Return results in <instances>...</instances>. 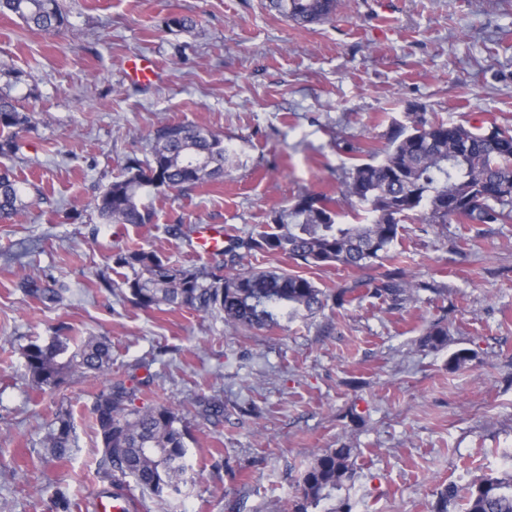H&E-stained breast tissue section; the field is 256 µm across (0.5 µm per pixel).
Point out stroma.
<instances>
[{"instance_id": "1", "label": "stroma", "mask_w": 512, "mask_h": 512, "mask_svg": "<svg viewBox=\"0 0 512 512\" xmlns=\"http://www.w3.org/2000/svg\"><path fill=\"white\" fill-rule=\"evenodd\" d=\"M61 2L57 35L0 16V88L32 118L4 160L28 189L0 223V512H57L59 487L71 512H94L89 407L103 379L70 374L44 393L24 375L22 347L61 327L111 341L135 406L183 408L188 484L163 502L131 488L141 512H285L314 453L344 444L356 474L324 512H431L437 489L511 468L512 223H452L442 236L403 224L393 250L430 290L397 307L364 295L273 329L144 310L99 277L125 246L201 265L196 225L244 237L301 195L339 197L352 149L385 148L405 113L512 127V0H339L333 19L306 27L267 0ZM173 16L194 24L168 29ZM138 54L155 61L151 84L126 77ZM11 69L24 83L8 87ZM162 119L223 135L235 164L184 192L145 189L152 223H102L95 197L127 158L149 159ZM22 272L69 289L41 302ZM436 322L448 342L432 350L421 340ZM460 350L472 359L457 367ZM201 393L223 398L222 424L196 415ZM61 408L78 438L64 461L40 444Z\"/></svg>"}]
</instances>
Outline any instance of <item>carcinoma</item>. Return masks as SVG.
Here are the masks:
<instances>
[{
    "mask_svg": "<svg viewBox=\"0 0 512 512\" xmlns=\"http://www.w3.org/2000/svg\"><path fill=\"white\" fill-rule=\"evenodd\" d=\"M337 0H269V7L299 25L328 21ZM12 14L30 29L57 34L67 16L60 0H0V15ZM31 117L13 98L0 93V154L21 149ZM465 127L408 112L392 121L388 144L381 153L345 170L342 197L308 193L288 209L273 212L271 223L245 237L228 241L213 265H178L152 249L127 247L112 256L128 270L121 284L103 279V287L126 290L140 308L186 307L224 314L231 328L264 329L282 321L321 311L328 300L341 307L356 299L361 288L392 306L411 299L420 283L409 281L402 256L389 255L401 224L416 219L436 227L460 224L512 223V130L491 123ZM151 158L126 160L122 172L96 199L95 210L107 224H150L153 211L142 202L145 188L187 190L224 176L233 155L224 138L206 128L161 120L150 134ZM24 188L8 167L0 168V221L8 222L26 207ZM367 213L364 224L338 222L343 205ZM282 253L296 265H330L368 269L386 257L394 268L379 278L368 277L328 294L316 283L286 270L242 271L241 259L253 253ZM19 286L41 301L56 303L66 285L41 288L27 277ZM448 329L432 325L423 346L438 349ZM25 377L40 391L59 387L68 374L105 380L92 399L89 414L98 458L96 474L107 492L128 491L126 478L142 494L162 500L181 492L186 483L188 446L179 427L181 409L172 404L129 408L136 389L112 380V344L101 336H69L60 332L47 343L31 342L21 352ZM197 416L212 424L224 421V400L201 394L194 400ZM46 454L66 459L75 446L72 413L58 410L42 440ZM353 449L325 448L314 454L301 474L291 512H309L353 477ZM465 512H512V472L489 475L469 491Z\"/></svg>",
    "mask_w": 512,
    "mask_h": 512,
    "instance_id": "carcinoma-1",
    "label": "carcinoma"
}]
</instances>
